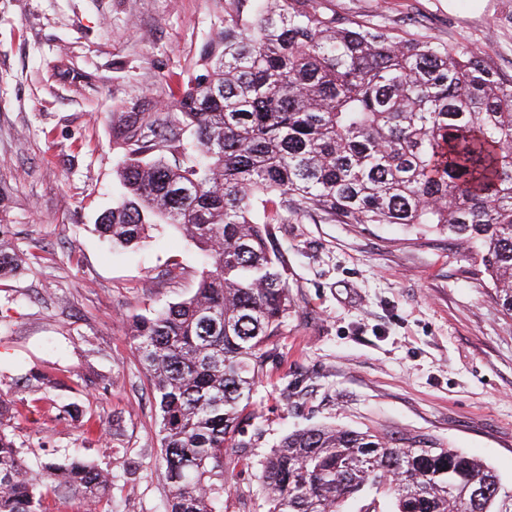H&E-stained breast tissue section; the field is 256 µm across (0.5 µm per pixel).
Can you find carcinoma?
Segmentation results:
<instances>
[{
	"label": "carcinoma",
	"instance_id": "carcinoma-1",
	"mask_svg": "<svg viewBox=\"0 0 512 512\" xmlns=\"http://www.w3.org/2000/svg\"><path fill=\"white\" fill-rule=\"evenodd\" d=\"M201 59L176 112L124 113L119 191L97 224L117 249L173 226L202 255L193 295L130 323L158 410L165 512H224L228 471L249 465L225 448L292 307L271 225H420L477 243L512 317V78L487 57L338 18L324 0H254ZM10 407L0 393V512H50L49 496L68 494L99 509L118 487L112 469L29 460ZM261 481L267 512H349L357 499L362 512H512L494 471L417 436L296 431Z\"/></svg>",
	"mask_w": 512,
	"mask_h": 512
}]
</instances>
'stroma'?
I'll list each match as a JSON object with an SVG mask.
<instances>
[{
	"label": "stroma",
	"mask_w": 512,
	"mask_h": 512,
	"mask_svg": "<svg viewBox=\"0 0 512 512\" xmlns=\"http://www.w3.org/2000/svg\"><path fill=\"white\" fill-rule=\"evenodd\" d=\"M486 54L512 76V0H327ZM237 0H0V235L21 258L0 278V392L32 460L79 452L121 481L114 512H163L157 410L127 319L190 296L193 243L163 228L113 249L94 230L112 205L121 114L152 113L199 71ZM293 307L228 448L224 512H266L260 463L318 425L463 449L512 483V317L473 243L390 224L274 227ZM55 380L40 392L26 379ZM118 418L84 439L82 420Z\"/></svg>",
	"instance_id": "obj_1"
}]
</instances>
